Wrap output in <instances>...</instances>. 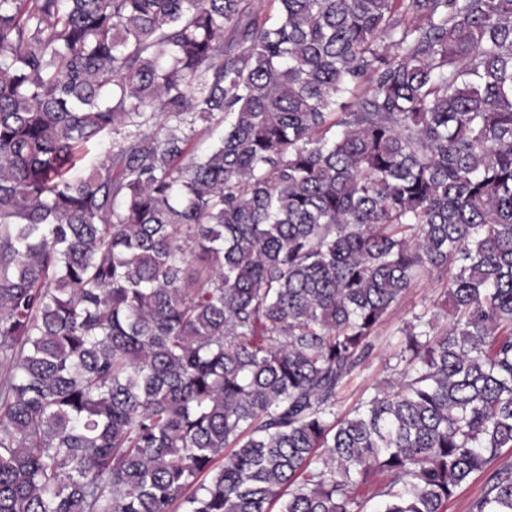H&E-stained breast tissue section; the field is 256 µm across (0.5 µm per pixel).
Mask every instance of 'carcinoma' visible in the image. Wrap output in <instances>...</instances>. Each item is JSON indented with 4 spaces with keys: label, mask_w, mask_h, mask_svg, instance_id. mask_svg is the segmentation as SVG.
<instances>
[{
    "label": "carcinoma",
    "mask_w": 512,
    "mask_h": 512,
    "mask_svg": "<svg viewBox=\"0 0 512 512\" xmlns=\"http://www.w3.org/2000/svg\"><path fill=\"white\" fill-rule=\"evenodd\" d=\"M277 2L0 0V512H446L512 448V0ZM447 283L448 270L434 269L418 279L402 300L391 309L378 328L374 340L375 349L371 357L357 369L342 392L337 404L339 413L353 407L366 389L384 384L385 380L393 377L388 362L397 348L399 330L412 319L413 313L428 307L430 311L438 312V322L441 326L449 323V319L444 317V312L433 307L440 293L447 287Z\"/></svg>",
    "instance_id": "cac0c4a2"
}]
</instances>
